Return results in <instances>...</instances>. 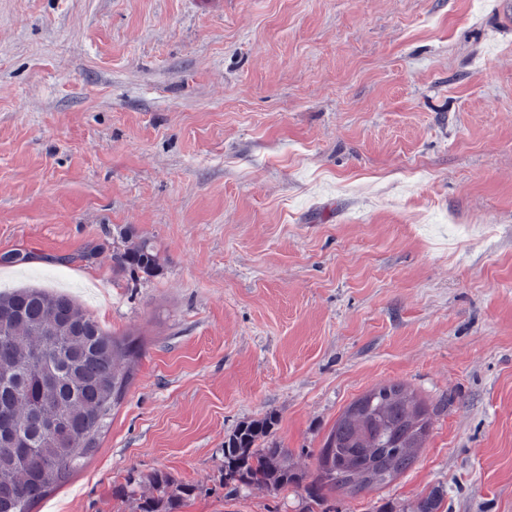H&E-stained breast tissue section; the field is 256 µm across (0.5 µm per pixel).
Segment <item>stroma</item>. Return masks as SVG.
<instances>
[{
	"label": "stroma",
	"instance_id": "obj_1",
	"mask_svg": "<svg viewBox=\"0 0 512 512\" xmlns=\"http://www.w3.org/2000/svg\"><path fill=\"white\" fill-rule=\"evenodd\" d=\"M133 227L134 238L121 229ZM159 271L112 270L135 237ZM141 348L97 450L33 512H512V0H0V292ZM427 409L381 487L236 489L274 416L307 478L342 411ZM192 491L193 489L190 487H181L178 495H162L145 500L141 503L140 510L142 512H176L180 507L181 494L190 495Z\"/></svg>",
	"mask_w": 512,
	"mask_h": 512
}]
</instances>
